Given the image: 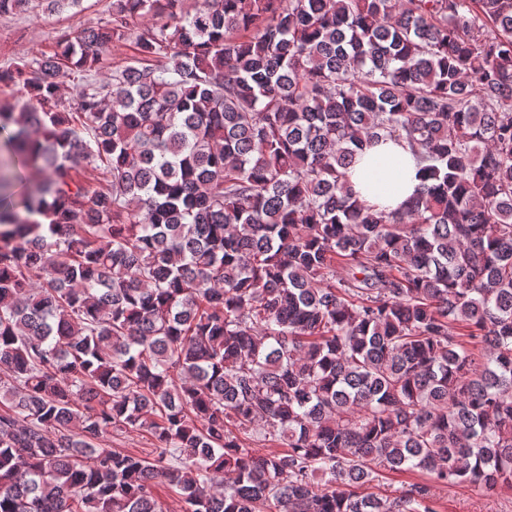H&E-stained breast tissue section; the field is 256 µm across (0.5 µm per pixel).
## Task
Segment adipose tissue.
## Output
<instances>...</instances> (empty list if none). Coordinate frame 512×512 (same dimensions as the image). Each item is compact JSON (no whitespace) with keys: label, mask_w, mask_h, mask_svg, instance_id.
Segmentation results:
<instances>
[{"label":"adipose tissue","mask_w":512,"mask_h":512,"mask_svg":"<svg viewBox=\"0 0 512 512\" xmlns=\"http://www.w3.org/2000/svg\"><path fill=\"white\" fill-rule=\"evenodd\" d=\"M348 181L360 199L389 211L400 210L421 184L416 156L402 137L380 139L358 154Z\"/></svg>","instance_id":"adipose-tissue-1"}]
</instances>
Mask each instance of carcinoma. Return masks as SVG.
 <instances>
[{
	"label": "carcinoma",
	"instance_id": "1",
	"mask_svg": "<svg viewBox=\"0 0 512 512\" xmlns=\"http://www.w3.org/2000/svg\"><path fill=\"white\" fill-rule=\"evenodd\" d=\"M9 83L0 135L46 178L0 192V512L512 488V0H112ZM384 137L424 164L402 212L347 178ZM153 441L144 431H134L116 435L112 433V448L133 453L148 452L152 450Z\"/></svg>",
	"mask_w": 512,
	"mask_h": 512
}]
</instances>
